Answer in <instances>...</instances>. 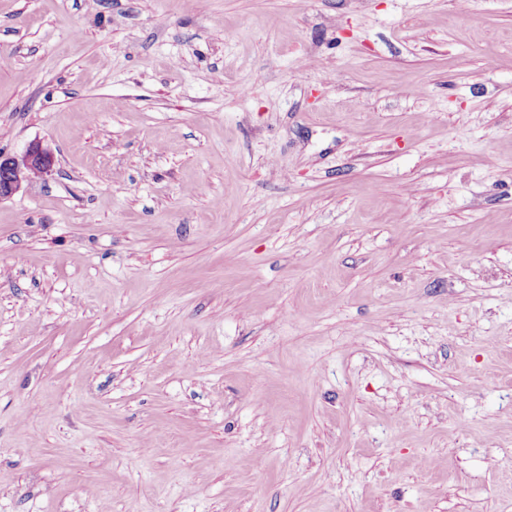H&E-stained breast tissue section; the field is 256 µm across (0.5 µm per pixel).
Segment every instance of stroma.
Returning <instances> with one entry per match:
<instances>
[{"instance_id":"1","label":"stroma","mask_w":512,"mask_h":512,"mask_svg":"<svg viewBox=\"0 0 512 512\" xmlns=\"http://www.w3.org/2000/svg\"><path fill=\"white\" fill-rule=\"evenodd\" d=\"M0 512H512V0H0ZM53 166L52 153L38 143L30 145L20 156L0 151V199L10 198L24 185L49 176Z\"/></svg>"}]
</instances>
